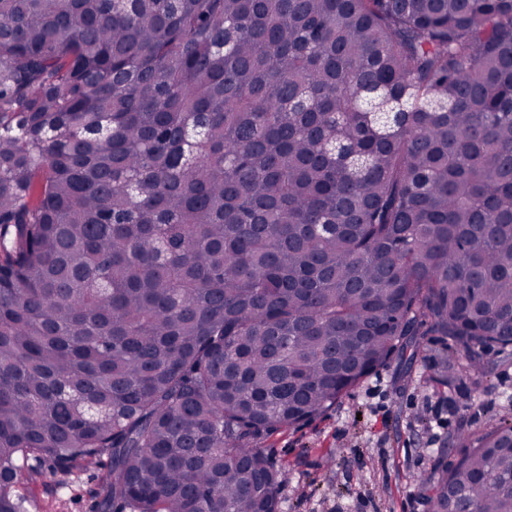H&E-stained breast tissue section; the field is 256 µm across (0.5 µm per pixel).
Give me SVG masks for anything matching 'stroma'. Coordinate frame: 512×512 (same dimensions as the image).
<instances>
[{
    "instance_id": "1",
    "label": "stroma",
    "mask_w": 512,
    "mask_h": 512,
    "mask_svg": "<svg viewBox=\"0 0 512 512\" xmlns=\"http://www.w3.org/2000/svg\"><path fill=\"white\" fill-rule=\"evenodd\" d=\"M423 347L411 373L388 363L324 414L263 441L285 473L283 512H427L418 478L450 437L512 415V361L488 350L481 368L448 391L429 379L432 337ZM105 467L42 468L22 485L27 512H95Z\"/></svg>"
}]
</instances>
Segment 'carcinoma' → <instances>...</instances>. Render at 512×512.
<instances>
[{"label":"carcinoma","mask_w":512,"mask_h":512,"mask_svg":"<svg viewBox=\"0 0 512 512\" xmlns=\"http://www.w3.org/2000/svg\"><path fill=\"white\" fill-rule=\"evenodd\" d=\"M423 336L512 358V0H0V512H282L260 441ZM458 439L428 512H512ZM105 467L106 458L68 474L42 467L36 478L20 485L27 500V512H96L95 492Z\"/></svg>","instance_id":"cac0c4a2"}]
</instances>
